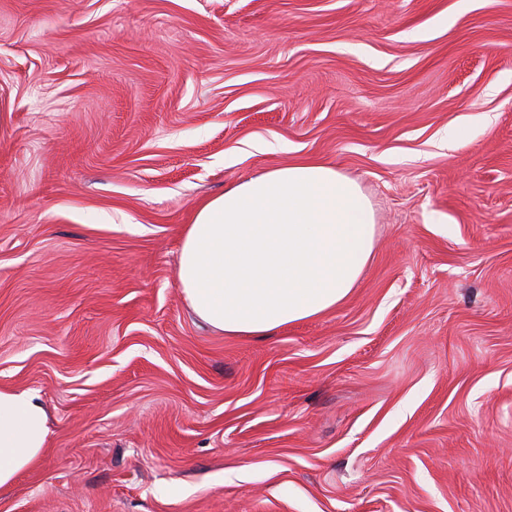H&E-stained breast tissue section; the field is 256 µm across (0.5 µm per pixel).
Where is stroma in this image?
<instances>
[{
	"label": "stroma",
	"instance_id": "1",
	"mask_svg": "<svg viewBox=\"0 0 512 512\" xmlns=\"http://www.w3.org/2000/svg\"><path fill=\"white\" fill-rule=\"evenodd\" d=\"M299 159L373 255L226 336L183 230ZM0 386L50 429L0 512H512V0H0Z\"/></svg>",
	"mask_w": 512,
	"mask_h": 512
}]
</instances>
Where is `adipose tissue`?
I'll return each instance as SVG.
<instances>
[{"label":"adipose tissue","mask_w":512,"mask_h":512,"mask_svg":"<svg viewBox=\"0 0 512 512\" xmlns=\"http://www.w3.org/2000/svg\"><path fill=\"white\" fill-rule=\"evenodd\" d=\"M359 184L295 162L210 198L182 236L177 279L196 316L238 338L266 336L343 302L374 248ZM49 416L30 391L0 387V488L42 456Z\"/></svg>","instance_id":"obj_1"}]
</instances>
